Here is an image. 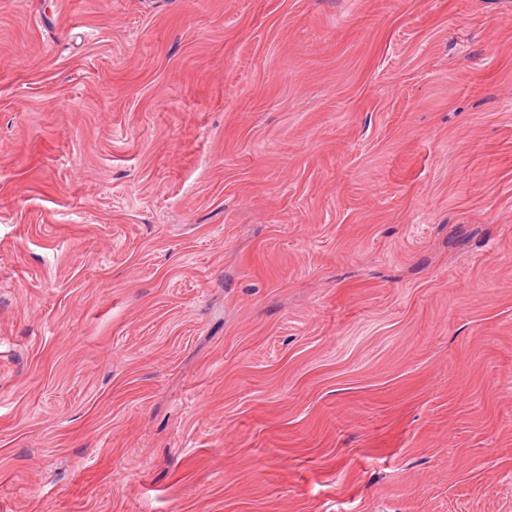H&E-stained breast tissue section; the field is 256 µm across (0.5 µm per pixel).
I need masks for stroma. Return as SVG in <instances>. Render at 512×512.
I'll list each match as a JSON object with an SVG mask.
<instances>
[{
	"label": "stroma",
	"instance_id": "35a3bbf8",
	"mask_svg": "<svg viewBox=\"0 0 512 512\" xmlns=\"http://www.w3.org/2000/svg\"><path fill=\"white\" fill-rule=\"evenodd\" d=\"M0 512H512V0H0Z\"/></svg>",
	"mask_w": 512,
	"mask_h": 512
}]
</instances>
